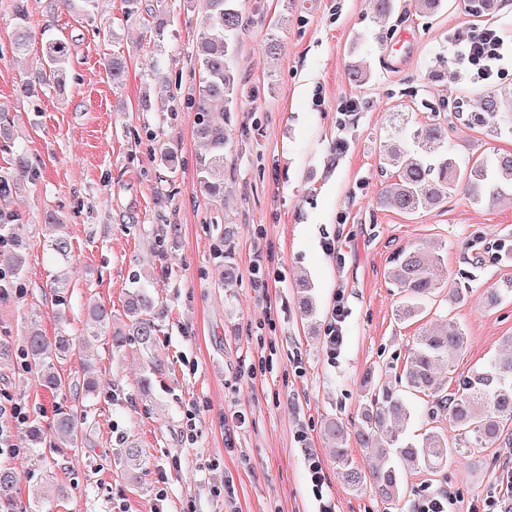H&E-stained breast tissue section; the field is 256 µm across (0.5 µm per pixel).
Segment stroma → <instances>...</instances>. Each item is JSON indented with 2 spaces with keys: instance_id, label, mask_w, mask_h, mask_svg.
<instances>
[{
  "instance_id": "1",
  "label": "stroma",
  "mask_w": 512,
  "mask_h": 512,
  "mask_svg": "<svg viewBox=\"0 0 512 512\" xmlns=\"http://www.w3.org/2000/svg\"><path fill=\"white\" fill-rule=\"evenodd\" d=\"M10 0H0V105L14 116L16 145L43 166L15 209L27 238V293L0 303V335L22 342L29 312L53 335L50 281H72L67 314L71 335L84 332L89 301L102 303L122 325L134 278L157 301L160 371L152 377V406L139 401L144 375L135 347L115 355L107 341L91 352L101 380L88 411V447L58 449L53 463L27 452L25 428L9 416L22 450L0 457L22 476L15 493L26 502L28 482L43 480L53 512H224L225 477H232L238 512H316L305 452L321 459L325 492L336 512H386L373 486L351 488L336 468L327 419L347 426L361 419L364 380L391 382L422 324L453 319L468 344L455 376L489 364L512 336V298L487 307L484 293L512 279V199L477 206L457 193L442 205L405 216L378 204L391 172L379 167L380 146L397 112L418 124L434 109L448 117V149L459 159L512 152V134L472 130L454 118L456 106L476 108L495 89L512 91V66L492 84L474 83L452 64L451 38L463 23H483L512 38V0L483 16L468 0H445L430 17L400 0L389 19L377 18L370 0H241L250 22L239 35L235 66L245 104L234 113V145L227 157L224 211L234 223L237 287L218 285L216 239L207 220L214 207L196 190L194 113L177 109L171 87L148 83L154 42L145 21L126 20L122 0H104L93 19L50 12L48 0H29L34 40L27 55L10 47ZM170 17L177 36L165 61L198 88L194 61L197 0H146ZM281 20L280 50L268 56L269 26ZM69 38L72 70L64 95L21 99V77L38 63L45 25ZM362 36V47L353 39ZM125 60L122 87L104 64ZM450 60L447 68L439 59ZM370 67L373 80L349 84L350 63ZM149 91L153 107L139 106ZM359 109L345 111L349 100ZM161 131L178 147L173 171L161 174L139 136ZM61 215L72 244V263L54 265L45 250L46 212ZM165 251L155 254L156 239ZM334 251H327V244ZM425 246L444 258L452 287L470 285L461 299L441 293L422 318L401 321L399 297L388 280L401 248ZM308 280L315 308L301 315L298 285ZM343 300L344 341L328 358L324 336L336 300ZM50 419L59 397L36 376L0 368V398ZM241 411L246 422L226 432L224 417ZM305 440H298V433ZM139 440L147 470L128 482L118 461L120 436ZM249 464H241L240 454ZM479 464L448 461L446 481L423 468L403 470L408 502L446 490L448 512H485L488 497H507L501 470L490 460L512 458L507 448H483Z\"/></svg>"
}]
</instances>
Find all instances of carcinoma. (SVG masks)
<instances>
[{
	"mask_svg": "<svg viewBox=\"0 0 512 512\" xmlns=\"http://www.w3.org/2000/svg\"><path fill=\"white\" fill-rule=\"evenodd\" d=\"M57 8L78 16L91 15L99 0H55ZM204 15L195 46L199 63L197 94L190 99L196 112L194 134L203 151L196 156L197 189L216 203L224 201V164L231 148L232 113L244 104L243 88L234 68L238 36L245 17L240 0H202ZM372 12L389 18L397 8V0H370ZM12 52L29 51L33 34L27 25L28 0H12ZM71 49L66 39L48 35L41 44L40 65L36 72L22 80L17 94L32 98L40 92L65 89ZM105 69L112 84L121 87L127 70L118 58L106 61ZM460 120L469 128L492 133L512 134V91L490 93L482 97L479 108L461 113ZM151 158L158 165L172 169L177 159L176 146L157 139L149 132ZM15 165L27 174L22 181L8 171H0V245L6 247L0 258V299H7L20 287L26 271L27 244L24 224L13 209L26 186L36 183L41 175L26 154L14 151ZM381 170L388 168L397 178L379 196V205L403 215L436 206L459 192L477 204L492 206L506 196L512 197V153L476 158L463 165L448 154V121L438 120L415 125L403 118L382 145ZM55 233L47 240V250L54 264L65 266L72 247L66 225L53 213L45 215ZM209 223L218 231L215 252L223 259L219 278L224 287L234 288L239 272L232 258L230 229L223 208L219 207ZM440 258L423 246L401 249L389 271V279L400 295L398 316L412 319L423 313L424 305L445 288L438 274ZM53 310L57 331L49 337L33 325L17 348L6 336L0 337V363L18 358L26 372L38 376L51 392H69L73 400L87 402L97 392L98 371L94 364L81 359L82 379L69 380L59 373L56 362L67 359L77 345L88 338L108 333L111 314L101 305L90 308L86 335L78 339L70 335L67 325L66 293L68 282L54 279ZM155 300L148 285L141 284L129 293L125 327L111 333L112 351L120 352L134 343L146 357L148 370L161 365L158 354L159 325L153 316ZM467 336L453 320L429 325L416 336L402 372L397 376L404 387L399 390L383 383L366 393L363 419L355 435L364 448L377 449V463L370 472L361 470L344 448L348 432L343 423L330 419L328 435L336 440V466L354 489L369 482L387 505L389 512H403L401 464L421 466L439 475L448 465V456L468 457L476 448L512 447V336L505 340V352L487 366L473 369L467 376L453 378V364L466 348ZM448 371V379L439 375ZM419 393L428 398L426 414L432 421L443 418L453 431L455 441H448L442 431H432L418 445L402 440L405 422L411 409L402 392ZM88 416L77 417L73 408L60 406L52 419L42 424L31 421L26 429L31 448H82L87 441L85 424ZM120 463L127 478L136 482L146 468L143 449L128 436L122 438ZM21 476L11 467L0 465V504L14 506V493Z\"/></svg>",
	"mask_w": 512,
	"mask_h": 512,
	"instance_id": "1",
	"label": "carcinoma"
}]
</instances>
